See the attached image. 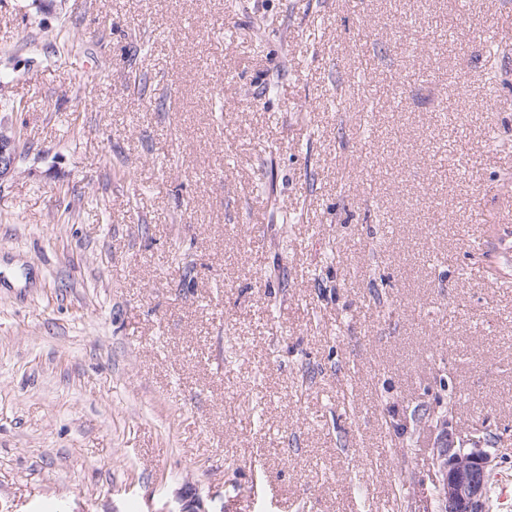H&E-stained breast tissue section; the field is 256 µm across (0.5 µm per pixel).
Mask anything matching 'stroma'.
I'll return each mask as SVG.
<instances>
[{"label":"stroma","mask_w":512,"mask_h":512,"mask_svg":"<svg viewBox=\"0 0 512 512\" xmlns=\"http://www.w3.org/2000/svg\"><path fill=\"white\" fill-rule=\"evenodd\" d=\"M0 122V512L512 479V0H0ZM18 157L17 133L0 125V179L14 170ZM471 448L457 447L445 426L433 448L432 476L435 512H488L489 477L493 457L480 438Z\"/></svg>","instance_id":"obj_1"}]
</instances>
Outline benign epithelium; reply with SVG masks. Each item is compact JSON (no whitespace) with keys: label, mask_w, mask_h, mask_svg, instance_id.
I'll list each match as a JSON object with an SVG mask.
<instances>
[{"label":"benign epithelium","mask_w":512,"mask_h":512,"mask_svg":"<svg viewBox=\"0 0 512 512\" xmlns=\"http://www.w3.org/2000/svg\"><path fill=\"white\" fill-rule=\"evenodd\" d=\"M19 157L17 133L0 125V179L14 170ZM435 512H489V477L494 457L474 439L471 447L456 446L444 428L433 449Z\"/></svg>","instance_id":"1"}]
</instances>
